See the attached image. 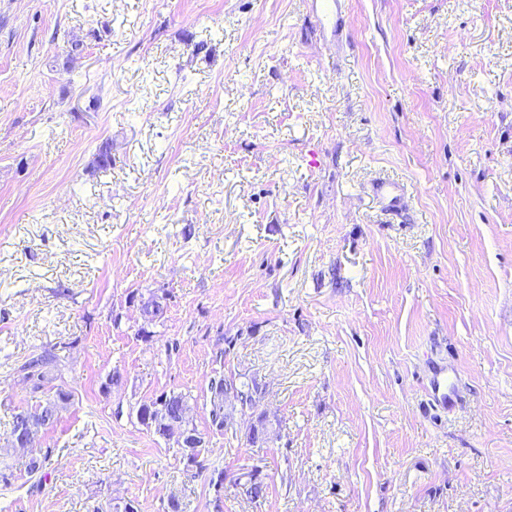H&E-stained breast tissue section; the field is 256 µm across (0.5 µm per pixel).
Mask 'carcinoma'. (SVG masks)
<instances>
[{"label": "carcinoma", "mask_w": 512, "mask_h": 512, "mask_svg": "<svg viewBox=\"0 0 512 512\" xmlns=\"http://www.w3.org/2000/svg\"><path fill=\"white\" fill-rule=\"evenodd\" d=\"M140 310L145 319L150 322L160 321L164 318L165 311L160 302V297L150 293L148 298H140ZM58 370V359L56 355L45 349L38 355L24 362L20 371L24 378L32 383L33 392L52 391L49 384L52 378L49 374ZM210 393L209 417L212 426L222 428L224 416L228 409L224 406V397L232 392L239 398V411L243 414L250 413L257 415L256 421L251 423L246 434V441L251 446L262 445L267 442L269 428L266 425L264 413L258 412L260 403V392L256 382L237 381L236 378H227L223 375L213 378L208 386ZM69 400V395L62 390H55V397L49 398L45 403L37 405L31 410H23L16 413L10 428L8 437H17L19 427L30 424L42 428L46 420L57 417L60 409L64 408ZM190 405L188 396L182 393L161 392L159 395L136 403L137 421L147 430L165 440H171L182 431H192L200 434V431L190 419ZM252 484L246 489L247 496L257 501L264 497L266 485L257 468L248 472Z\"/></svg>", "instance_id": "carcinoma-1"}]
</instances>
